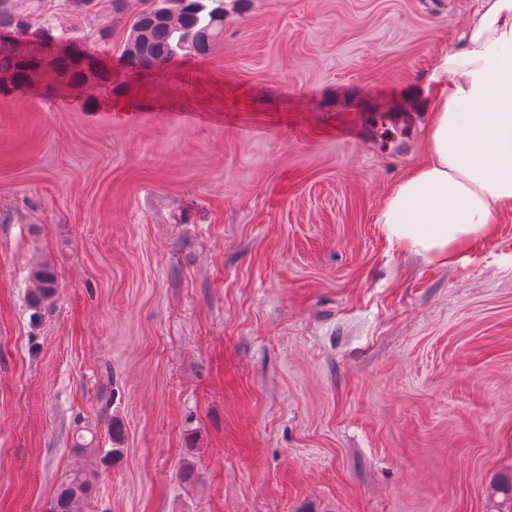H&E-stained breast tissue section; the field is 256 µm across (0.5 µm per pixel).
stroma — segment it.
<instances>
[{"label": "stroma", "mask_w": 512, "mask_h": 512, "mask_svg": "<svg viewBox=\"0 0 512 512\" xmlns=\"http://www.w3.org/2000/svg\"><path fill=\"white\" fill-rule=\"evenodd\" d=\"M478 4L241 0L207 56L134 69L111 0H45L75 43L0 73V512L115 418L88 512L512 504V205L445 261L375 222ZM32 279L37 283L31 300L39 305L49 301L57 290V275L52 267L47 264L36 266L31 272Z\"/></svg>", "instance_id": "obj_1"}]
</instances>
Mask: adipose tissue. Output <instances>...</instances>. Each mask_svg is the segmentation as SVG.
I'll use <instances>...</instances> for the list:
<instances>
[{
    "label": "adipose tissue",
    "mask_w": 512,
    "mask_h": 512,
    "mask_svg": "<svg viewBox=\"0 0 512 512\" xmlns=\"http://www.w3.org/2000/svg\"><path fill=\"white\" fill-rule=\"evenodd\" d=\"M429 81L427 159L376 221L392 245L444 258L487 237L512 204V0H480L462 47L438 53Z\"/></svg>",
    "instance_id": "obj_1"
}]
</instances>
